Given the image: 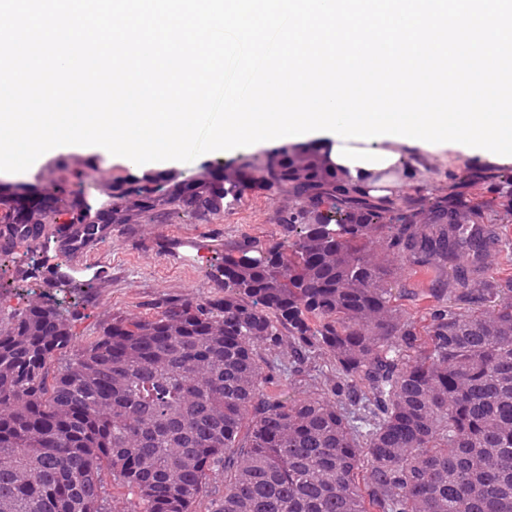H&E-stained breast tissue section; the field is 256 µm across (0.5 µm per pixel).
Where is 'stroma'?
Instances as JSON below:
<instances>
[{"instance_id":"obj_1","label":"stroma","mask_w":512,"mask_h":512,"mask_svg":"<svg viewBox=\"0 0 512 512\" xmlns=\"http://www.w3.org/2000/svg\"><path fill=\"white\" fill-rule=\"evenodd\" d=\"M261 153L252 145L226 155L208 152L188 163L157 165L154 171L189 180ZM67 157L72 188L80 190L92 209H107V197L89 178L92 170L100 168V156L76 150ZM420 164L421 171L400 191V198L460 193L488 217L503 215L506 166L454 150L425 156ZM287 206L286 194L255 189L225 199L222 215L214 218L159 209L124 221L119 213L110 212L111 239L81 253L59 247L56 237L43 238L37 248L27 247L5 258L0 269V320L32 303L55 306L67 317L72 347L77 350L100 336L113 315L149 317L173 300L221 298L224 290L214 269L217 257L242 240L272 244L286 239L288 227L279 222L278 212ZM434 286L433 272L405 267L395 285L400 293L397 303L418 318L448 306L447 294L436 293Z\"/></svg>"}]
</instances>
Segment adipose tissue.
<instances>
[{"label":"adipose tissue","mask_w":512,"mask_h":512,"mask_svg":"<svg viewBox=\"0 0 512 512\" xmlns=\"http://www.w3.org/2000/svg\"><path fill=\"white\" fill-rule=\"evenodd\" d=\"M319 146L329 166L363 185L369 195L389 197L415 172L421 146L383 139L371 142L320 136Z\"/></svg>","instance_id":"ef3b65f1"}]
</instances>
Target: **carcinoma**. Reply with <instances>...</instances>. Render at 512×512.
<instances>
[{
  "label": "carcinoma",
  "mask_w": 512,
  "mask_h": 512,
  "mask_svg": "<svg viewBox=\"0 0 512 512\" xmlns=\"http://www.w3.org/2000/svg\"><path fill=\"white\" fill-rule=\"evenodd\" d=\"M255 187L293 201L294 240L238 243L224 297L112 316L70 345L63 313L0 323V512H104V471L127 512H512V278L489 272L496 220L460 195L372 200L311 144L224 167V182L144 173L104 185L127 216L178 204L218 214ZM68 223L94 224L64 183ZM23 186L14 224H52ZM404 259L450 265L455 301L424 325L395 304ZM317 377L268 391L269 359ZM222 483L223 489L216 488Z\"/></svg>",
  "instance_id": "obj_1"
}]
</instances>
